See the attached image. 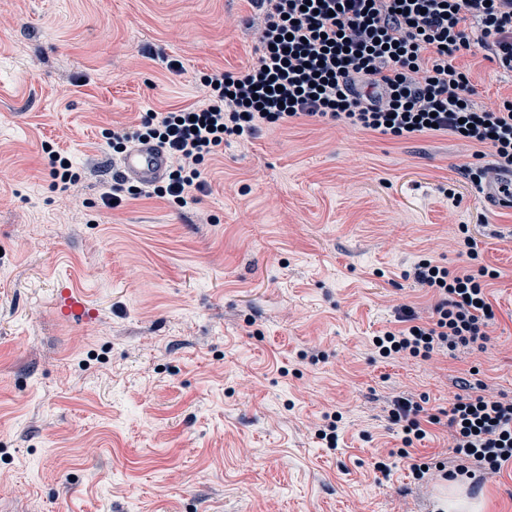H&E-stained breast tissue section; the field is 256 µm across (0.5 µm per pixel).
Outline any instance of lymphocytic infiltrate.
<instances>
[{
    "mask_svg": "<svg viewBox=\"0 0 512 512\" xmlns=\"http://www.w3.org/2000/svg\"><path fill=\"white\" fill-rule=\"evenodd\" d=\"M262 15L258 57L247 70H215L201 78L196 106L147 110L134 126L102 136L113 153L155 141L169 156L165 178L136 185L112 179V200L157 197L185 206L204 190L201 166L225 144L297 119L340 121L395 140L430 127L465 145L487 147L494 166L512 173V96L489 111L457 53L486 51L512 72V0H253ZM415 280L437 297L428 318L406 309L404 328L386 331L381 357L431 358L460 346L485 349L495 312L486 294L496 271L457 272L420 261ZM455 469H434L454 479L472 468L500 472L512 463V398L455 395L443 416Z\"/></svg>",
    "mask_w": 512,
    "mask_h": 512,
    "instance_id": "obj_1",
    "label": "lymphocytic infiltrate"
}]
</instances>
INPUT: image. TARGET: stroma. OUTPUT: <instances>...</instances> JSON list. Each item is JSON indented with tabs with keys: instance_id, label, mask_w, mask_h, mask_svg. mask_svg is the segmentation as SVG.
I'll return each instance as SVG.
<instances>
[{
	"instance_id": "35a3bbf8",
	"label": "stroma",
	"mask_w": 512,
	"mask_h": 512,
	"mask_svg": "<svg viewBox=\"0 0 512 512\" xmlns=\"http://www.w3.org/2000/svg\"><path fill=\"white\" fill-rule=\"evenodd\" d=\"M257 17L252 0H0V512H437L441 480L410 464L451 456L448 430L401 456L394 400L512 395V207L487 203L453 135L265 128L185 207L106 204L103 130L248 68ZM455 63L487 108L512 94L495 63ZM51 149L93 168L54 190ZM463 224L478 261L453 246ZM423 259L497 271L485 351L375 356L398 305L430 313ZM65 286L95 318L59 314ZM472 493L512 512V470Z\"/></svg>"
}]
</instances>
